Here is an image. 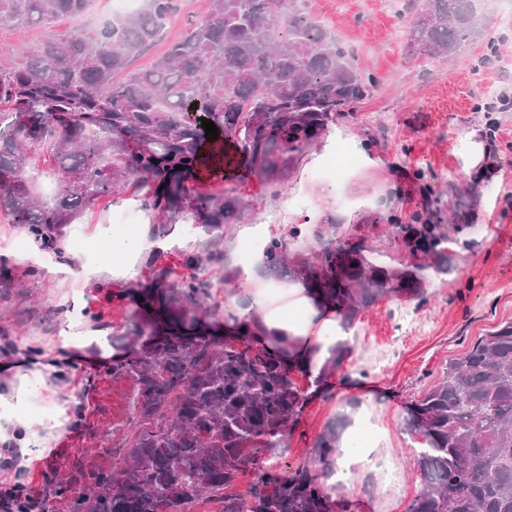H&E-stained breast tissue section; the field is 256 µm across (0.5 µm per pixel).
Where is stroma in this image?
<instances>
[{
  "instance_id": "1",
  "label": "stroma",
  "mask_w": 512,
  "mask_h": 512,
  "mask_svg": "<svg viewBox=\"0 0 512 512\" xmlns=\"http://www.w3.org/2000/svg\"><path fill=\"white\" fill-rule=\"evenodd\" d=\"M180 2L165 40L136 61L137 69L149 68L169 41L181 38L191 22L209 13L208 0ZM406 2L311 0L313 14L342 46L355 48L359 67L374 77L376 86L352 117L339 121L336 143L309 148L283 182L260 176L229 141L222 151L235 166L233 182L225 181L222 165L206 160L189 181L190 192L218 193L229 184L248 206L243 220L225 225L223 240L215 243L196 231L181 235L170 251L152 253L143 242L128 241L123 218L144 194L129 182L79 217L81 230L69 245L77 250L79 242L93 243L96 225L111 227L108 250L128 266L127 279L114 284L118 290L148 284L156 267L169 269L172 280H179L187 272V255L208 257L205 275L215 282L213 302L220 306L224 287L219 280L225 269L240 270L238 243L256 224H263L268 235L301 225V236L288 243V254L296 260L309 256L319 238L352 234L367 236L371 247L396 256L400 249L387 232L388 217L406 220L421 210L412 172L438 176L436 188L448 213L465 212L471 225L450 245L454 271L427 280L422 296L392 294L358 315L351 354L328 378L330 398L316 399L305 409L279 459L281 469L293 470L308 460L313 439L350 404L364 407L366 424L360 435L374 458L391 462L395 480L387 482L382 469L366 468L350 486L337 489L334 512H405L421 490V478L410 463V442L400 430L406 402L426 390L472 341L512 321V110L490 109L502 94L512 95V70L478 65L486 53L482 42L462 57L408 59L402 17ZM111 15V0H96L91 14L61 25H0V68L14 65L22 53L36 51L62 29L92 27ZM470 134L487 147L483 163L492 175L482 181L463 170ZM353 138L370 144L375 163L356 160L348 187L340 190L325 168L336 154L347 152ZM25 235L20 225L0 215V256L14 264L13 286L0 285V327L8 329L15 345L57 335L77 286L62 274L61 263L44 265L17 252L15 242ZM75 381L83 386L87 407L60 443L58 455L30 469L26 485L34 491L66 478L76 458L89 469L122 463L112 450L121 444L132 417V380L113 376L105 367L81 366Z\"/></svg>"
}]
</instances>
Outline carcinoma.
<instances>
[{
	"label": "carcinoma",
	"instance_id": "carcinoma-1",
	"mask_svg": "<svg viewBox=\"0 0 512 512\" xmlns=\"http://www.w3.org/2000/svg\"><path fill=\"white\" fill-rule=\"evenodd\" d=\"M211 16L194 25L145 71L134 58L162 35L176 0L145 7L96 29L45 40L21 63L0 69V214L60 253L67 225L121 180L148 186L145 206L165 234L182 221L210 234L239 222L243 206L226 188L191 195L187 186L202 162L205 130L233 141L258 173L283 180L330 122L351 116L375 80L354 53L333 39L309 11V0H209ZM478 0H422L408 20V53L448 58L467 54L490 25ZM95 0H0V25L37 28L89 12ZM133 151L126 149L127 143ZM49 153L58 184L44 197L26 176L39 150ZM415 171L425 208L388 218L393 239L410 258L390 269L362 237L319 244L288 268L292 226L271 237L265 266L291 273L350 331L357 316L391 294L417 297L429 276L450 271L452 234L442 198ZM190 274L171 286L169 270L153 271V301L169 311L172 327L158 342L136 325L112 344L130 355L112 375L133 381L129 405L135 425L121 447L119 469H74L28 502L19 493L13 512H191L200 501L216 512H333L320 478L335 460L342 418L317 435L311 461L285 472L259 465L257 451L276 458L299 416L329 397L327 376L349 356L336 346L315 373L309 360L285 361L281 349L210 332L220 316L207 305L203 259L186 258ZM306 384L297 382L296 376ZM401 431L413 444L411 463L423 490L406 512H512V321L478 337L440 377L405 406ZM257 477L243 492L239 475Z\"/></svg>",
	"mask_w": 512,
	"mask_h": 512
}]
</instances>
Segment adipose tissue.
Returning a JSON list of instances; mask_svg holds the SVG:
<instances>
[{"label": "adipose tissue", "mask_w": 512, "mask_h": 512, "mask_svg": "<svg viewBox=\"0 0 512 512\" xmlns=\"http://www.w3.org/2000/svg\"><path fill=\"white\" fill-rule=\"evenodd\" d=\"M69 263L89 285L92 300L107 280L127 275L124 266L107 265L85 254L72 255ZM290 294L304 313L302 321L288 319L282 308L267 307L263 298L244 305L235 295L225 294L224 309L231 317L219 325L218 334L246 332L257 345L268 344L275 336L297 337L314 350L315 363L323 364L347 334L335 314L319 306L306 289L294 287ZM111 336V326L92 321L80 308L66 313L57 336L40 340L35 347L23 344L0 351V457L11 462L10 470L0 471V484L20 481L33 463L57 454L59 443L80 417V397L71 383L75 366L108 365L125 356L124 350L112 346ZM368 456L353 425L341 438L336 466L323 479L326 488L349 486Z\"/></svg>", "instance_id": "adipose-tissue-1"}]
</instances>
